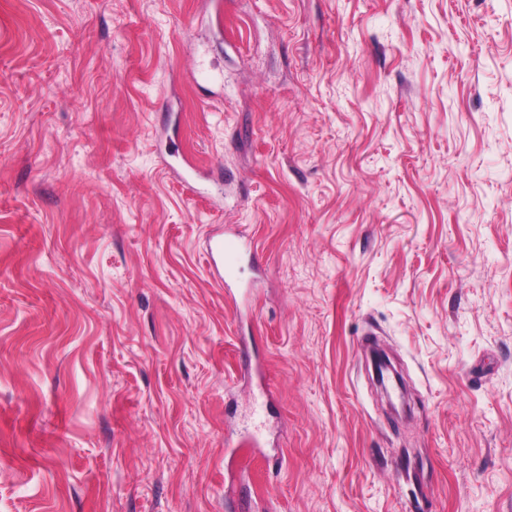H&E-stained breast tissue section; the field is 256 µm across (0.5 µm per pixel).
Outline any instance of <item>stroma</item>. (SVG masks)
<instances>
[{"instance_id": "35a3bbf8", "label": "stroma", "mask_w": 512, "mask_h": 512, "mask_svg": "<svg viewBox=\"0 0 512 512\" xmlns=\"http://www.w3.org/2000/svg\"><path fill=\"white\" fill-rule=\"evenodd\" d=\"M0 512H512V0H0ZM239 245L231 240H217L207 249V263L212 266L221 281L228 283L231 271L226 266V256L239 249Z\"/></svg>"}]
</instances>
